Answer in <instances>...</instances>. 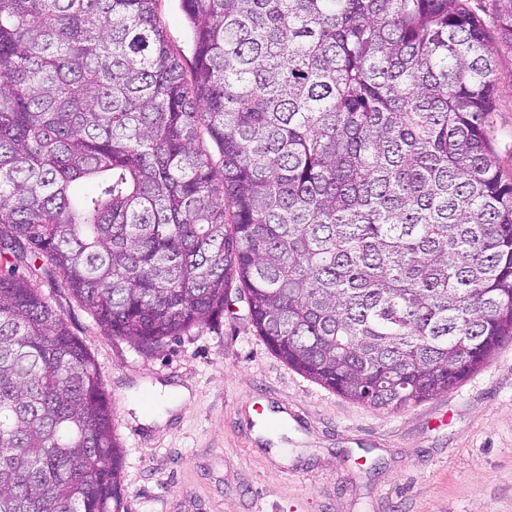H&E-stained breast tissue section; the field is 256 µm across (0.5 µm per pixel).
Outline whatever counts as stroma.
I'll return each mask as SVG.
<instances>
[{"label":"stroma","mask_w":512,"mask_h":512,"mask_svg":"<svg viewBox=\"0 0 512 512\" xmlns=\"http://www.w3.org/2000/svg\"><path fill=\"white\" fill-rule=\"evenodd\" d=\"M184 59L181 0H158ZM495 116L512 175V46ZM55 305L93 357L124 451L125 512H512V342L448 392L391 411L343 398L272 353L247 305L153 352L68 294Z\"/></svg>","instance_id":"1"}]
</instances>
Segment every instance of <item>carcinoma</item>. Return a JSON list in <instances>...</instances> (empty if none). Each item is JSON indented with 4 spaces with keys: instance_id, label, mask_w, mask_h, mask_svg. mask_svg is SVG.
<instances>
[{
    "instance_id": "1",
    "label": "carcinoma",
    "mask_w": 512,
    "mask_h": 512,
    "mask_svg": "<svg viewBox=\"0 0 512 512\" xmlns=\"http://www.w3.org/2000/svg\"><path fill=\"white\" fill-rule=\"evenodd\" d=\"M0 0V512H124L95 363L245 300L290 367L399 410L512 341V177L469 0ZM512 45V0H498ZM158 14L165 25L168 38L180 50L188 68L193 56V38L181 8V0H158Z\"/></svg>"
}]
</instances>
